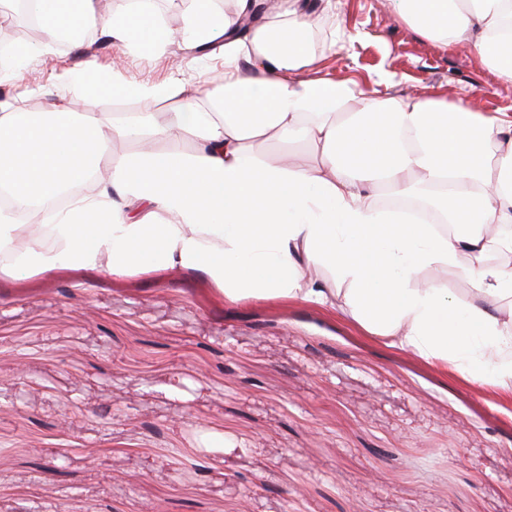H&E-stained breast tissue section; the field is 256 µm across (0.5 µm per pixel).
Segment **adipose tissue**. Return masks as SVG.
Instances as JSON below:
<instances>
[{"label":"adipose tissue","instance_id":"ef3b65f1","mask_svg":"<svg viewBox=\"0 0 512 512\" xmlns=\"http://www.w3.org/2000/svg\"><path fill=\"white\" fill-rule=\"evenodd\" d=\"M186 0L178 31L162 26L154 0H133L108 33L135 48L161 50L223 41L224 82L202 98L199 82L129 83L112 95L175 104L166 125L153 113L124 119L79 112L55 100L37 113L0 100V272L49 274L78 264L114 277L167 269L205 277L225 301L298 300L340 311L389 345L512 393V114L475 109L469 97L373 96L353 81L299 79L316 53L314 21L300 0ZM397 15L444 45L467 44L512 84V0H393ZM42 23L43 47L66 26L99 22L97 0H28ZM260 18L245 36L239 21ZM148 129L168 142L110 165L96 192L49 224H18L12 214L54 200L88 165H100L112 139ZM316 145L313 166L260 160L249 143L269 136ZM194 142L185 152L179 139ZM448 208L454 235L439 234L377 205L379 191L407 189ZM426 268L453 269L474 297L420 284Z\"/></svg>","mask_w":512,"mask_h":512}]
</instances>
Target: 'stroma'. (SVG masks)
Returning a JSON list of instances; mask_svg holds the SVG:
<instances>
[{
  "label": "stroma",
  "instance_id": "stroma-1",
  "mask_svg": "<svg viewBox=\"0 0 512 512\" xmlns=\"http://www.w3.org/2000/svg\"><path fill=\"white\" fill-rule=\"evenodd\" d=\"M339 45L298 78L393 95H470L512 113V85L473 51L423 36L388 0H338ZM54 45L0 81L35 88L95 64L157 82L195 61L219 90L224 55L174 42L147 55L108 39ZM262 159L316 164L312 144L253 142ZM126 415L109 418L108 401ZM217 440L202 471L176 462ZM512 512V395L298 302L226 303L191 270L115 278L72 265L0 276V512Z\"/></svg>",
  "mask_w": 512,
  "mask_h": 512
}]
</instances>
